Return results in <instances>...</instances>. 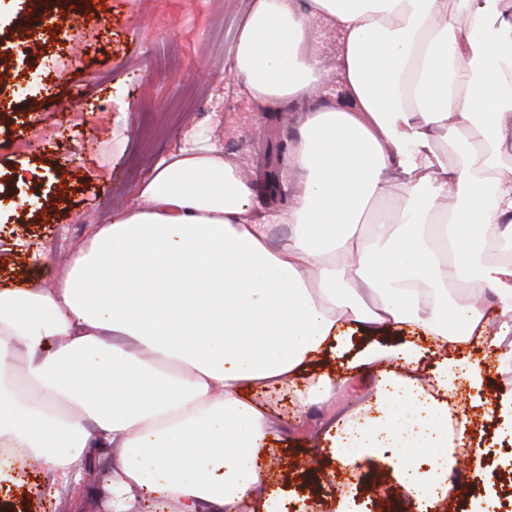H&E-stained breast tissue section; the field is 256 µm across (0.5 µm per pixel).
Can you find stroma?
I'll return each instance as SVG.
<instances>
[{"mask_svg":"<svg viewBox=\"0 0 512 512\" xmlns=\"http://www.w3.org/2000/svg\"><path fill=\"white\" fill-rule=\"evenodd\" d=\"M251 0H0V285L53 284L92 225L132 206L156 165L184 147L217 144L257 190L254 218L285 209L300 108L259 106L232 74V49ZM59 30L35 24L41 11ZM62 130L63 148L44 137ZM370 341L355 330L329 358L336 400L370 392L375 373L348 366ZM470 439L482 468L450 479L443 512H512V399L492 375L467 400ZM284 428L263 450L280 512H408L388 468L339 470L324 434L334 417L321 403L294 421L285 397L268 400ZM111 449L93 448L79 478L50 486L35 464L0 479V512H118L106 485Z\"/></svg>","mask_w":512,"mask_h":512,"instance_id":"stroma-1","label":"stroma"}]
</instances>
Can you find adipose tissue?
I'll use <instances>...</instances> for the list:
<instances>
[{"mask_svg":"<svg viewBox=\"0 0 512 512\" xmlns=\"http://www.w3.org/2000/svg\"><path fill=\"white\" fill-rule=\"evenodd\" d=\"M318 21L341 32L346 101L302 121L286 210L254 223L238 164L182 151L57 287L0 291V473L71 474L96 441L117 451L123 512L148 494L179 512H272L256 455L280 423L258 399L326 401L331 376L309 369L359 327L373 341L351 366L378 379L331 454L352 472L386 457L441 507L470 423L448 395L487 372L446 351L512 348V0H253L233 45L252 100L321 89ZM274 224L290 229L275 247Z\"/></svg>","mask_w":512,"mask_h":512,"instance_id":"ef3b65f1","label":"adipose tissue"}]
</instances>
